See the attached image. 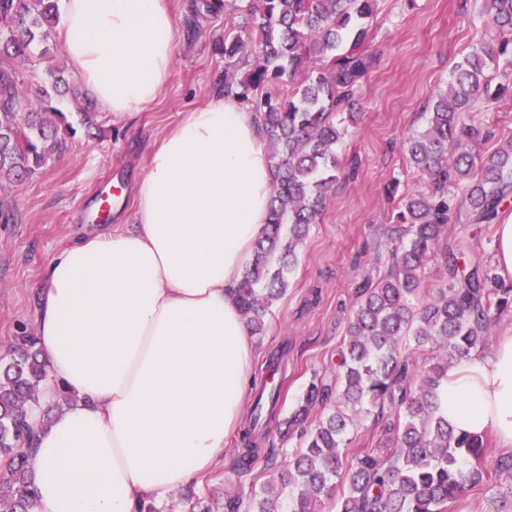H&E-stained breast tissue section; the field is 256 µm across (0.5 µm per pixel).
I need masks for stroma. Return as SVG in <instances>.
I'll return each instance as SVG.
<instances>
[{
  "label": "stroma",
  "instance_id": "1",
  "mask_svg": "<svg viewBox=\"0 0 512 512\" xmlns=\"http://www.w3.org/2000/svg\"><path fill=\"white\" fill-rule=\"evenodd\" d=\"M189 0H173L177 41L174 70L164 95L140 111L133 124L100 114V132L76 134L39 174L0 187V350L10 351L20 327L33 326L37 285L54 256L66 246L133 217L132 186L144 172L148 149L182 112L206 105L224 81V40L243 35V0H224L218 15L190 25ZM486 35L481 0H380L372 22L374 68L357 92L359 114L339 148L346 171L329 192L327 208L300 246L287 287L257 336L259 352L251 376L261 380L268 353L289 343L290 353L279 399L287 418L313 378L330 380L344 346L363 273L381 278L388 270V235L397 228L398 199L423 189L425 177L402 140L423 129L435 94L452 78L456 64ZM468 123L480 131L472 148L484 157L512 144V99L492 109L477 107ZM463 187L450 199L463 232L476 253L494 260L496 228L471 223L461 205ZM109 198L108 221L98 218L101 198ZM239 432L226 439L224 453L193 490L210 507L224 512L230 497H248L272 484L289 455L301 448L303 434L281 440L270 427L271 458L250 468L237 465ZM512 490V474L491 472L451 512H496L500 493Z\"/></svg>",
  "mask_w": 512,
  "mask_h": 512
}]
</instances>
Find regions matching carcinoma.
<instances>
[{"label": "carcinoma", "mask_w": 512, "mask_h": 512, "mask_svg": "<svg viewBox=\"0 0 512 512\" xmlns=\"http://www.w3.org/2000/svg\"><path fill=\"white\" fill-rule=\"evenodd\" d=\"M378 0H261L247 6L248 41L224 44V57L238 61L224 69V91L253 103L261 113L274 181L270 208L253 259L240 274L235 296L253 334L260 335L286 287L298 247L327 206L328 191L341 174L336 146L344 123L355 121L354 88L375 57L368 46ZM224 0H191L193 18L216 15ZM486 29L495 33L457 63L452 80L433 101L425 130L407 135L411 159L428 176V189L406 194L397 222L406 237L391 238L388 273L366 281L347 329L334 373V387L311 383L303 402L280 423L291 432L308 420L318 403L336 392L304 446L278 471L275 482L288 498L287 512H315L330 503L336 512H447L483 484L489 445L482 436L457 434L437 407V389L448 380V363L467 358L485 344L490 327L512 307V289L464 235L451 236L453 212L448 184L465 186L463 206L474 224H494L512 193V145L480 161L469 141L479 135L464 124L477 102L493 105L512 98V79L490 72L512 48V0H483ZM59 22L58 0H0V184L33 176L63 150L77 128H98L99 113L85 101L78 125L54 102L67 90L78 95L65 71L29 96L18 64L33 48L50 53ZM288 233H283V228ZM442 257L448 287L428 298L422 280L428 263ZM429 348L431 362L413 367L407 340ZM47 364L37 336L16 338L9 357L0 358V512H37V493L28 455L35 430L28 408L39 404ZM240 442L242 466L260 456L279 390L261 383ZM404 415L385 422L378 452L365 451L343 467L350 427L387 404ZM224 512H276L269 487L247 501L230 498Z\"/></svg>", "instance_id": "1"}]
</instances>
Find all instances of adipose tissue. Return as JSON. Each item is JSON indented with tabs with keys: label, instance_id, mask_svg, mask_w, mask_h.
Returning <instances> with one entry per match:
<instances>
[{
	"label": "adipose tissue",
	"instance_id": "ef3b65f1",
	"mask_svg": "<svg viewBox=\"0 0 512 512\" xmlns=\"http://www.w3.org/2000/svg\"><path fill=\"white\" fill-rule=\"evenodd\" d=\"M80 89L128 123L167 88V0H63ZM273 173L259 113L233 94L183 114L150 153L133 220L62 249L37 288L48 363L29 456L38 512H139L196 483L242 420L258 352L232 288L266 223ZM70 404L44 421V406ZM458 432L512 447V330L448 369Z\"/></svg>",
	"mask_w": 512,
	"mask_h": 512
}]
</instances>
